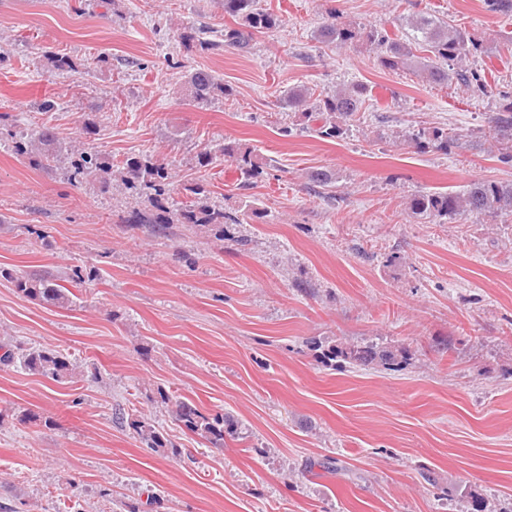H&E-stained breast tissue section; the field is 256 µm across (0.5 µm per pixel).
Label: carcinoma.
Here are the masks:
<instances>
[{
  "label": "carcinoma",
  "instance_id": "obj_1",
  "mask_svg": "<svg viewBox=\"0 0 512 512\" xmlns=\"http://www.w3.org/2000/svg\"><path fill=\"white\" fill-rule=\"evenodd\" d=\"M224 13L236 21V25L224 27V46L240 53L249 51L255 35L279 25L273 13L254 8V0H224ZM416 27L427 42L428 52L433 54L435 61L418 60L412 47L401 37H392L385 30L373 29L366 34V39L379 50L378 62L381 68L390 71L412 69L429 84L448 86L455 83L466 87L475 97H483L488 93L489 83L485 74L466 64L470 57L482 52L483 46L479 42L461 30L448 24L437 25L428 18L419 19ZM321 35L333 43H347L356 37L352 29L337 20L334 12L329 14ZM178 38L188 50H205L212 46V40L206 38L205 32L199 29L184 30L178 34ZM45 59L51 72H69L77 68L74 60L66 54H48ZM182 84L186 99L197 105H206L226 94L224 81L203 69L184 75ZM366 95L365 85L353 83L331 96L318 99V103L312 107L310 99L313 93L303 85L288 90L287 99L288 106L307 119L314 112L321 114L322 124L317 133L326 139H336L343 134L346 123L361 119ZM503 97L509 103L491 118V125L484 136L497 150L498 160L508 164L512 163V94L506 92ZM403 137L418 150L431 148L446 152L452 147L462 146V135L448 127L420 125L403 134ZM54 140L50 128L38 126L32 130L29 139L16 142L15 151L34 154V163L41 166L43 162L56 158L50 152ZM221 153L234 158L237 167L250 183H256L267 175L268 165L250 149L237 151L225 146L221 148ZM65 177L71 184H79L91 177L104 189L117 181L132 192L133 198H147L151 208H132L126 223L146 225L155 234L166 233L170 224H198L222 233L224 225L241 223L237 214L224 211L222 206L210 204L205 187L199 183L184 187L189 200L172 202L174 188L167 163L148 156H131L114 164L92 145L82 142L70 150ZM406 210L414 220L432 224H450L463 215L477 220L512 216V183L478 180L471 183L462 194L433 192L414 195L406 202ZM0 276L14 283L17 292L23 297L63 309L72 307L78 300L71 288H81L86 281L95 279L94 272L84 275L79 269L71 275L46 270L1 269ZM321 358L334 367L349 364L392 369L407 365L409 354L404 348L396 349L374 342L356 345L335 343L322 349ZM21 360L28 372L57 383L71 382L76 376L75 365L66 355L55 350L31 348L21 356ZM159 395L161 403L166 405L182 429L201 436L214 447H224V434H236L233 420L229 417L205 414L193 402L163 391ZM131 426L138 438L148 446L167 447L165 438L149 420L135 419Z\"/></svg>",
  "mask_w": 512,
  "mask_h": 512
}]
</instances>
